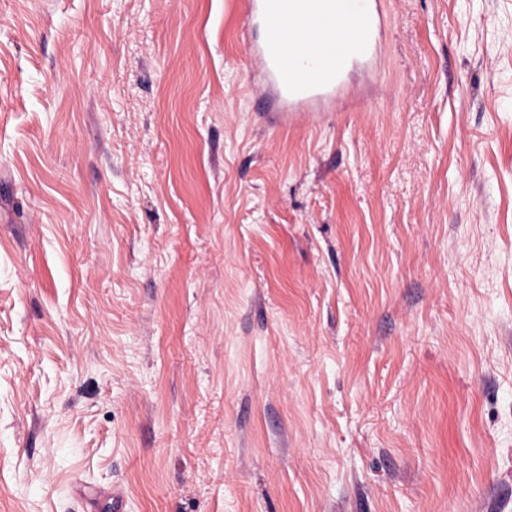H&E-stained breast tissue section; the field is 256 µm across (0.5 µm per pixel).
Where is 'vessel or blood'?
<instances>
[{
	"mask_svg": "<svg viewBox=\"0 0 512 512\" xmlns=\"http://www.w3.org/2000/svg\"><path fill=\"white\" fill-rule=\"evenodd\" d=\"M246 54L260 89L257 118L270 129L328 115L350 99L349 81L368 70L389 23L380 0H245ZM331 34L334 48L301 60L292 38Z\"/></svg>",
	"mask_w": 512,
	"mask_h": 512,
	"instance_id": "1",
	"label": "vessel or blood"
}]
</instances>
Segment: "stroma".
<instances>
[{
	"label": "stroma",
	"mask_w": 512,
	"mask_h": 512,
	"mask_svg": "<svg viewBox=\"0 0 512 512\" xmlns=\"http://www.w3.org/2000/svg\"><path fill=\"white\" fill-rule=\"evenodd\" d=\"M240 2L0 0V512H512V0L281 131Z\"/></svg>",
	"instance_id": "stroma-1"
}]
</instances>
